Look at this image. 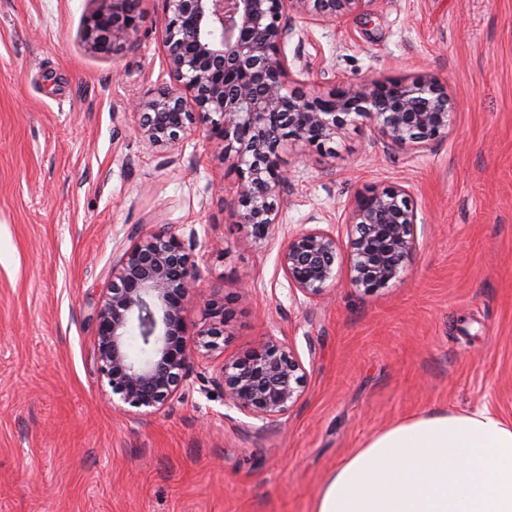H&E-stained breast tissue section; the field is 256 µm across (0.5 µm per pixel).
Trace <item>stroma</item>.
<instances>
[{
  "instance_id": "stroma-1",
  "label": "stroma",
  "mask_w": 512,
  "mask_h": 512,
  "mask_svg": "<svg viewBox=\"0 0 512 512\" xmlns=\"http://www.w3.org/2000/svg\"><path fill=\"white\" fill-rule=\"evenodd\" d=\"M98 0H0V512H312L336 464L398 420L487 408L512 423V0H363L333 24L293 14L290 88L436 79L446 138L388 153L367 124L329 151L286 145L282 221L335 230L331 296L297 302L279 241L229 204L219 141L167 149L137 134L139 103L172 85L162 0H140L117 51L84 39ZM402 188L418 249L400 276L350 285L355 197ZM193 241L224 348L191 363L173 408L115 406L95 366L93 312L134 227ZM307 370L300 402L263 431L203 388L265 337Z\"/></svg>"
}]
</instances>
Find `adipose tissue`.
Instances as JSON below:
<instances>
[{
	"label": "adipose tissue",
	"instance_id": "1",
	"mask_svg": "<svg viewBox=\"0 0 512 512\" xmlns=\"http://www.w3.org/2000/svg\"><path fill=\"white\" fill-rule=\"evenodd\" d=\"M313 512H512V424L486 410L402 419L336 465Z\"/></svg>",
	"mask_w": 512,
	"mask_h": 512
}]
</instances>
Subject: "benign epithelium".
<instances>
[{
  "label": "benign epithelium",
  "mask_w": 512,
  "mask_h": 512,
  "mask_svg": "<svg viewBox=\"0 0 512 512\" xmlns=\"http://www.w3.org/2000/svg\"><path fill=\"white\" fill-rule=\"evenodd\" d=\"M87 20L85 39L101 52L136 31L132 0H109ZM363 0H163L161 27L175 84L142 105L139 132L151 147L177 144L202 127L224 144V163L238 174L237 223L257 241L282 229L289 177L279 149L302 143L326 150L363 120L384 149L423 147L448 134L455 104L433 79L355 81L324 93L288 91L283 48L293 35L291 13L339 23ZM416 212L401 188L359 195L349 212L351 285L368 291L399 277L418 248ZM111 281L95 307V359L112 396L156 412L173 405L190 376L188 316L200 270L172 232L135 230L118 246ZM336 233L313 228L283 234L280 267L291 292L308 302L329 295L336 279ZM209 327L197 337L220 348L226 309L208 303ZM138 329L148 349L135 357L126 340ZM307 378L290 345L267 337L244 358L226 362L212 384L224 403L264 424L288 416Z\"/></svg>",
  "instance_id": "1"
}]
</instances>
